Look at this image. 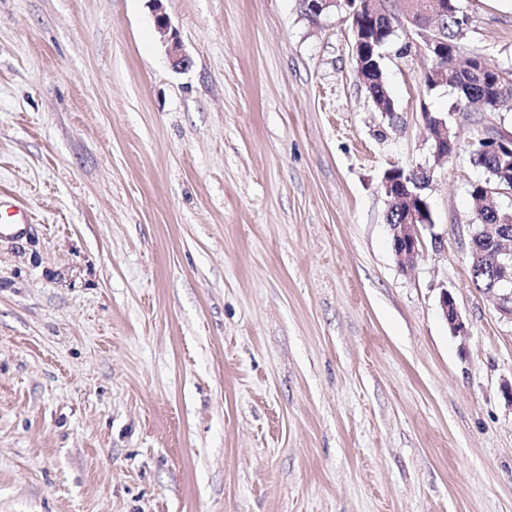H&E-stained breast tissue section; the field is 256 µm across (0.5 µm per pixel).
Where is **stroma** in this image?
Here are the masks:
<instances>
[{"mask_svg":"<svg viewBox=\"0 0 512 512\" xmlns=\"http://www.w3.org/2000/svg\"><path fill=\"white\" fill-rule=\"evenodd\" d=\"M461 5L512 74V0ZM163 6L181 71L151 0H0V203L34 221L0 241V512H512V325L470 272L512 110L453 111L401 26L390 125L341 4ZM419 166L404 270L382 180ZM155 6V23L157 31L160 33L163 42L166 45V53L171 66L174 69H184L189 64V58L186 55L181 40L171 26L168 15L163 11V0H151ZM429 134L433 142L434 157L437 161L447 160L457 147V134L448 127L444 119L434 120L431 113H425ZM488 138L491 137L484 138L485 141L477 139L470 160L477 166L484 168L490 176V179L483 184L479 183L473 186L472 196L482 201L477 224H486V227L491 229L494 224H503L501 219L507 211L503 210L497 203L494 196L497 192L489 191L488 188L501 187L512 181V166L511 162L508 163L507 167L504 166V160L493 149L495 141H490ZM487 147L490 149H485ZM439 307L451 334L454 336L467 335L468 328L449 290L444 289L441 291Z\"/></svg>","mask_w":512,"mask_h":512,"instance_id":"obj_1","label":"stroma"}]
</instances>
